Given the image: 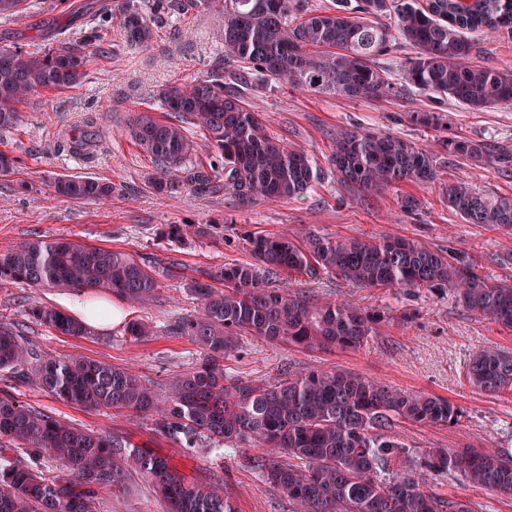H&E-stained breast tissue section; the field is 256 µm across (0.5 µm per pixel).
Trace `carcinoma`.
I'll use <instances>...</instances> for the list:
<instances>
[{
    "instance_id": "carcinoma-1",
    "label": "carcinoma",
    "mask_w": 512,
    "mask_h": 512,
    "mask_svg": "<svg viewBox=\"0 0 512 512\" xmlns=\"http://www.w3.org/2000/svg\"><path fill=\"white\" fill-rule=\"evenodd\" d=\"M209 10L212 0H121L124 42L148 47L162 17L186 6ZM224 59L238 63L192 82H174L153 94L167 112L158 121L139 115L130 136L159 177L188 172L202 194L224 189L242 203L280 202L304 194L317 171L303 152L290 150L268 132L267 120L245 99L256 81L274 80L307 93L373 100L399 81L471 110L512 105V71L473 64L475 44L466 32L512 35V0H334L317 12L306 0H222ZM104 38L92 30L84 44L59 40L51 48L23 53L0 48V132L21 121L19 106L31 94L81 85ZM414 50L399 72L378 64L396 46ZM196 128L199 143L190 135ZM87 156L90 140L60 143ZM467 164L512 171V150L492 149L467 137L443 141ZM205 150L207 162L190 163ZM336 176L359 192L385 191L399 183L436 184L448 210L468 224L512 226V197L489 199L463 181L439 182L433 154L388 133L345 129L336 134L330 158ZM54 192L75 200H106L110 183L87 177L59 178ZM253 264L205 271L188 282L198 315L183 318L176 333L202 346L198 366L182 374L166 399L129 370L96 360L41 356L17 327L0 319V371L33 374L56 399L85 408L132 411L153 430L188 448L258 443L271 449L254 465L282 490L299 512H473L470 502L423 488L425 476L448 472L497 497L512 500V457L493 448H427L409 456L392 436L399 423L430 427L458 424L461 411L445 398L415 394L360 375L320 370L273 382H224V358L239 337L307 350H358L375 334L376 319L349 302L319 303L305 294L285 295L268 286L283 272L315 266L362 288H446L473 316L512 331V281L478 272L473 259L452 249L435 251L417 240L332 241L310 236L305 244L280 236L248 239ZM162 273L131 254L68 240L31 239L0 252V280L75 292L106 290L131 305L152 299ZM222 287H216V284ZM35 322L66 336L88 327L61 310L36 306ZM124 333L133 340L153 329L133 319ZM466 377L476 389L512 391V355L484 351L470 359ZM21 450L27 463L7 455ZM55 463L59 473L43 465ZM150 483L167 512H236L231 500L190 482L168 460L117 437L75 427L0 395V512H92L108 488L132 474Z\"/></svg>"
}]
</instances>
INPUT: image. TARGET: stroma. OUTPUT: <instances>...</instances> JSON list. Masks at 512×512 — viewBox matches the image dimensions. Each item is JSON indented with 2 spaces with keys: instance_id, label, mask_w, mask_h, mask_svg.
Returning a JSON list of instances; mask_svg holds the SVG:
<instances>
[{
  "instance_id": "stroma-1",
  "label": "stroma",
  "mask_w": 512,
  "mask_h": 512,
  "mask_svg": "<svg viewBox=\"0 0 512 512\" xmlns=\"http://www.w3.org/2000/svg\"><path fill=\"white\" fill-rule=\"evenodd\" d=\"M118 2L25 0L21 14L0 18V47L32 51L53 43L57 30L75 43L93 27L112 46L111 53L96 56L89 64L83 84L30 96L20 107V126L0 132V152L17 159L12 173L0 175V251L36 236L61 238L122 250L155 269L174 262L177 274L163 279L153 300L135 307L101 290L78 295L65 288L0 281V317L19 325L38 351L130 369L158 396H165L174 380L196 367L204 355L188 337L169 331L175 320L198 308L186 290L187 282L205 269L249 262L248 240L258 235L293 240L304 235L332 240L414 238L433 250L466 252L480 273L512 280V227L465 223L448 210L434 185L402 183L376 194L345 188L329 162L339 130L386 132L434 154L440 180L467 182L488 197H512V175L457 162L439 146L437 132L412 120L417 112H439L447 118L449 135L512 147V105L473 111L401 85L380 99L366 100L262 83L252 91L250 103L264 113L271 133L289 148L307 153L318 171L306 193L278 203L244 204L224 191L197 193L178 171L169 177L170 188L160 191L154 185L155 167L132 143L129 126L145 111L164 119L152 97L162 85L204 77L223 62L224 22L218 9L191 10L159 23L149 48H129L115 20ZM472 38L478 44L474 64L512 69V36L476 32ZM89 116L94 119L90 125L85 122ZM83 130L92 137L91 159L58 149L62 135ZM68 176L102 179L117 190L104 202L56 196L54 181ZM406 194L421 202L415 213H405L398 205ZM174 225L183 229L181 239L168 237ZM198 227L206 229V236L195 235ZM270 285L322 301L352 302L378 318L377 332L360 350L333 353L243 336L238 351L224 360L227 379L272 381L320 369L350 371L406 391L443 397L461 408L464 416L456 426L396 428V438L411 451L474 446L512 454V393H484L466 378L476 353L512 352V331L472 316L440 290L359 288L321 269L283 274ZM81 300H98L118 309L120 321L75 337L57 334L29 316L30 308L49 306L76 317ZM408 312L413 315L409 321L404 318ZM132 319L150 325L153 336L136 341L124 335L122 324ZM3 390L75 426L123 438L167 458L188 480L209 483L216 493L230 498L237 512L295 510L294 503L254 467L264 448L190 449L158 435L149 420L125 410L69 405L35 382L0 374ZM427 484L443 496L472 501L475 512H512V501L464 485L445 472L429 476ZM92 512H166V504L151 485L135 478L124 491L99 496Z\"/></svg>"
}]
</instances>
